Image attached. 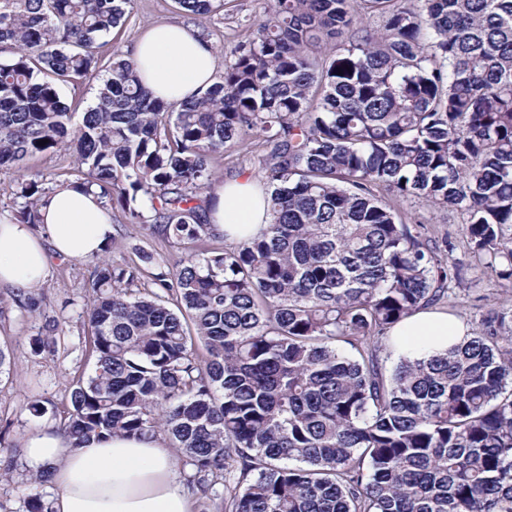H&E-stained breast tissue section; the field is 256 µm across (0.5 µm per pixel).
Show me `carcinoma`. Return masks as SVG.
<instances>
[{"label": "carcinoma", "mask_w": 512, "mask_h": 512, "mask_svg": "<svg viewBox=\"0 0 512 512\" xmlns=\"http://www.w3.org/2000/svg\"><path fill=\"white\" fill-rule=\"evenodd\" d=\"M134 3L0 0V171L67 152L73 185L182 249L150 293L131 288L139 268L96 266L94 365L59 430L76 447L164 434L201 512H512V319L491 310L386 373L381 340L461 269L448 241L376 195L461 211L478 269L512 288V0H273L223 75L181 104L115 52L94 105L70 111L60 88L97 76L99 40ZM257 142L269 224L211 249L214 162ZM48 192L14 180L16 220L41 223ZM9 300L45 305L33 291ZM57 331L46 324L32 350L55 353ZM24 502L52 512L41 493Z\"/></svg>", "instance_id": "obj_1"}]
</instances>
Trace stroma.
Here are the masks:
<instances>
[{
  "label": "stroma",
  "instance_id": "1",
  "mask_svg": "<svg viewBox=\"0 0 512 512\" xmlns=\"http://www.w3.org/2000/svg\"><path fill=\"white\" fill-rule=\"evenodd\" d=\"M269 7V0H225L222 12L190 20L179 10L175 0H135L131 21L119 35L106 37L99 54L106 62L114 51L132 52L147 26L186 24L212 45L216 64L221 67L234 60L238 44L252 32ZM408 221L425 225L430 238H446L452 242L451 257L461 264L462 279L454 287L455 306L451 313L467 328H476L487 305L502 297L503 287L495 276L475 268L462 235V215L453 209H438L428 202L415 200L408 206ZM112 222L116 233L107 242L102 259L117 266H141L143 272L136 286L142 290L152 289L149 274L154 264H173L179 255L178 249L148 231L125 224L120 210H113ZM143 252L152 255V262H141L139 255ZM94 265L91 259L53 261L38 287L47 298L45 315H30L14 308L0 321V347L8 349L11 355L10 375L0 377V445L22 448L29 431L53 421L49 414L41 418L31 416L25 409L27 402L37 398L48 407L64 406L73 379L92 369L93 361L85 355L88 333L84 320L92 301L88 279ZM48 315L62 323L60 345L55 354L37 355L32 352L29 341Z\"/></svg>",
  "mask_w": 512,
  "mask_h": 512
}]
</instances>
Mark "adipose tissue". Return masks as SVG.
<instances>
[{
  "instance_id": "adipose-tissue-1",
  "label": "adipose tissue",
  "mask_w": 512,
  "mask_h": 512,
  "mask_svg": "<svg viewBox=\"0 0 512 512\" xmlns=\"http://www.w3.org/2000/svg\"><path fill=\"white\" fill-rule=\"evenodd\" d=\"M132 57L143 84L155 97L181 102L211 84L212 47L178 24L148 26ZM217 205L211 223L227 241L243 242L268 222V194L261 182L240 175L212 188ZM40 229L0 219V291L32 290L51 258L88 259L101 253L114 233L112 216L95 192L59 185L43 198ZM457 318L421 313L398 325L399 350L431 352L465 336ZM32 470L51 466L55 512H191L178 477V459L156 437L112 436L74 447L56 426L30 431L23 442Z\"/></svg>"
}]
</instances>
